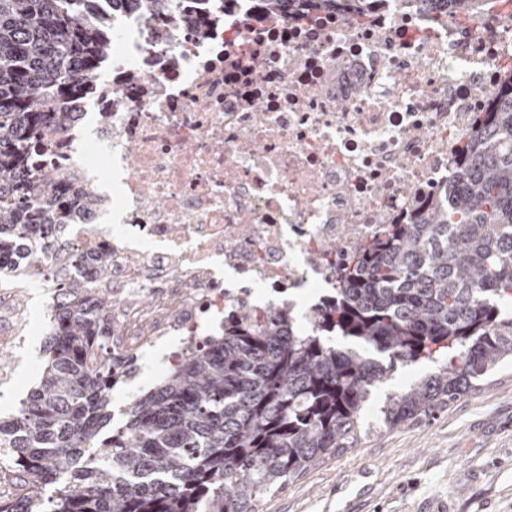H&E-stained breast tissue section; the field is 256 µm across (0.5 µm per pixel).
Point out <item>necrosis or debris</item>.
I'll list each match as a JSON object with an SVG mask.
<instances>
[{"instance_id": "obj_1", "label": "necrosis or debris", "mask_w": 512, "mask_h": 512, "mask_svg": "<svg viewBox=\"0 0 512 512\" xmlns=\"http://www.w3.org/2000/svg\"><path fill=\"white\" fill-rule=\"evenodd\" d=\"M201 7L203 33L172 18L162 42L139 11L113 13L100 77L70 105L77 120L44 135L71 193L98 192L68 242L111 256L107 273L84 274L112 297V363L131 391L140 357L168 371L225 313L337 287L384 222L454 177L458 146L512 75V0L466 19L445 0L345 16ZM73 276L59 252L8 285Z\"/></svg>"}]
</instances>
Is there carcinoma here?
<instances>
[{"instance_id":"1","label":"carcinoma","mask_w":512,"mask_h":512,"mask_svg":"<svg viewBox=\"0 0 512 512\" xmlns=\"http://www.w3.org/2000/svg\"><path fill=\"white\" fill-rule=\"evenodd\" d=\"M98 2L0 0V265L47 263L53 226L98 205L90 187L73 197L41 154L44 130L72 120L64 103L97 80L111 26ZM110 2L136 3L159 40L172 12L198 31L212 21L190 0ZM263 2L365 12L381 0ZM446 2L462 15L480 7ZM456 164L448 185L359 249L306 327L291 308L249 311L114 426L108 298L53 305L40 384L0 418V461L25 487L0 512H256L312 463L359 444L370 396L397 369L434 365L387 395V426L475 391L512 359V78ZM88 260L101 274L110 256L73 255Z\"/></svg>"}]
</instances>
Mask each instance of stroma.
Listing matches in <instances>:
<instances>
[{
  "mask_svg": "<svg viewBox=\"0 0 512 512\" xmlns=\"http://www.w3.org/2000/svg\"><path fill=\"white\" fill-rule=\"evenodd\" d=\"M15 295L30 331L20 348L0 352V369L14 378L0 388V417L13 414L38 384L52 321L49 289ZM432 370L428 363L398 370L365 408L361 443L313 464L263 499L258 512H418L433 499L447 501V512H512V363L432 416L385 426L379 408L386 394Z\"/></svg>",
  "mask_w": 512,
  "mask_h": 512,
  "instance_id": "obj_1",
  "label": "stroma"
}]
</instances>
